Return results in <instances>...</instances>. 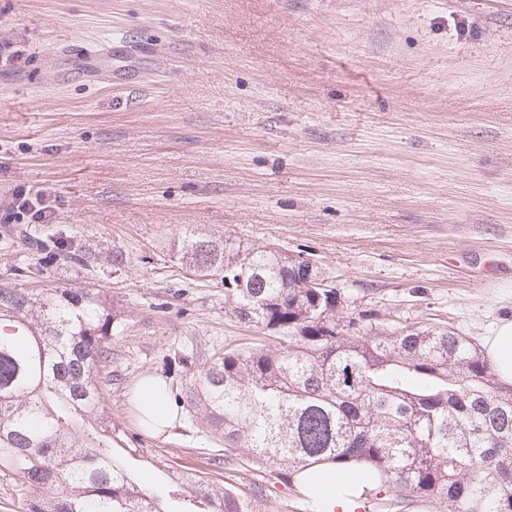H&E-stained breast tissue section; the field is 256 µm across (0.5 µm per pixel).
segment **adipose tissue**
Segmentation results:
<instances>
[{"instance_id": "obj_1", "label": "adipose tissue", "mask_w": 512, "mask_h": 512, "mask_svg": "<svg viewBox=\"0 0 512 512\" xmlns=\"http://www.w3.org/2000/svg\"><path fill=\"white\" fill-rule=\"evenodd\" d=\"M485 354L498 379L512 385V320L500 321L484 339ZM136 416L149 432L168 433L177 420L165 382L158 377L141 381L135 396ZM293 485L312 504L313 512H356L358 494L371 481L362 465H354L349 482L336 478L332 465H315L296 473Z\"/></svg>"}]
</instances>
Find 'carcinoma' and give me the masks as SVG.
I'll list each match as a JSON object with an SVG mask.
<instances>
[{"instance_id": "carcinoma-1", "label": "carcinoma", "mask_w": 512, "mask_h": 512, "mask_svg": "<svg viewBox=\"0 0 512 512\" xmlns=\"http://www.w3.org/2000/svg\"><path fill=\"white\" fill-rule=\"evenodd\" d=\"M185 267L224 282V303L266 334L196 366L187 403L224 447L290 481L322 461L376 471L379 512L414 499L442 512H512V387L466 336L411 325L389 331L339 312L310 260L186 231ZM120 313L97 288L0 285V471L39 491L24 512H253L221 482L125 442L100 376ZM161 478L147 491L137 466Z\"/></svg>"}]
</instances>
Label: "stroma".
Wrapping results in <instances>:
<instances>
[{
  "mask_svg": "<svg viewBox=\"0 0 512 512\" xmlns=\"http://www.w3.org/2000/svg\"><path fill=\"white\" fill-rule=\"evenodd\" d=\"M0 198L42 195L49 224L0 223V282L98 288L121 325L104 406L153 453L309 512L224 449L186 401L209 354L254 341L219 277L181 265L192 230L302 254L342 311L482 344L512 318V0H0ZM73 243L72 261L43 250ZM121 265H113V254ZM165 380L180 420L138 425ZM166 386L161 378L148 377L140 382L135 396V411L140 424L155 435H168L177 420Z\"/></svg>",
  "mask_w": 512,
  "mask_h": 512,
  "instance_id": "35a3bbf8",
  "label": "stroma"
}]
</instances>
